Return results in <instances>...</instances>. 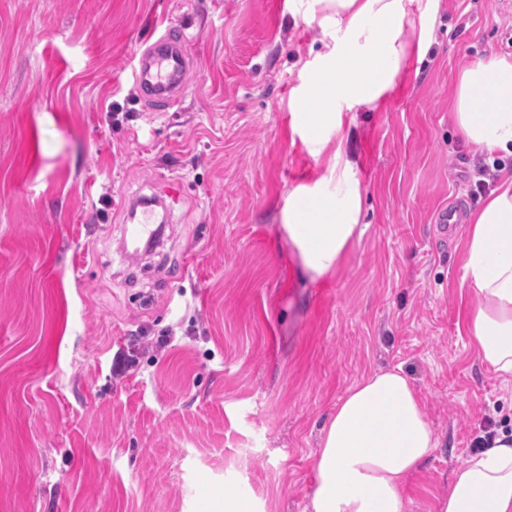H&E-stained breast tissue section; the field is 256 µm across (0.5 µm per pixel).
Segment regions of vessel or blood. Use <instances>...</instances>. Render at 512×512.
<instances>
[{"label":"vessel or blood","instance_id":"vessel-or-blood-1","mask_svg":"<svg viewBox=\"0 0 512 512\" xmlns=\"http://www.w3.org/2000/svg\"><path fill=\"white\" fill-rule=\"evenodd\" d=\"M190 65L184 34L167 26L135 56L128 78L148 104L171 107L182 97Z\"/></svg>","mask_w":512,"mask_h":512}]
</instances>
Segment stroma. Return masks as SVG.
I'll return each instance as SVG.
<instances>
[{
	"mask_svg": "<svg viewBox=\"0 0 512 512\" xmlns=\"http://www.w3.org/2000/svg\"><path fill=\"white\" fill-rule=\"evenodd\" d=\"M296 8L0 0V512H201V481L307 512L323 424L380 368L410 376L440 442L408 512H437L486 426L512 434V382L468 330L466 227L443 242L435 222L487 197L470 180L489 156L453 99L463 67L512 54V6L439 0L424 60L353 108L369 227L316 281L280 228L289 190L324 172L290 100L327 37ZM171 23L193 65L179 103L151 111L128 73ZM172 183L161 237L127 247L126 204Z\"/></svg>",
	"mask_w": 512,
	"mask_h": 512,
	"instance_id": "stroma-1",
	"label": "stroma"
}]
</instances>
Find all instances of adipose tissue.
<instances>
[{
  "mask_svg": "<svg viewBox=\"0 0 512 512\" xmlns=\"http://www.w3.org/2000/svg\"><path fill=\"white\" fill-rule=\"evenodd\" d=\"M304 20L333 35L290 103L292 130L321 177L289 191L281 228L311 280L335 272L368 229L365 192L347 150L355 105L389 92L409 54L429 44L438 0H298ZM465 137L488 153L512 156V60L466 67L454 99ZM466 274L478 298L469 324L481 363L512 381V175L470 218ZM439 446L418 391L402 368L380 369L352 384L321 430L310 512H407L409 477ZM438 512H512V438L500 433L452 473Z\"/></svg>",
  "mask_w": 512,
  "mask_h": 512,
  "instance_id": "ef3b65f1",
  "label": "adipose tissue"
}]
</instances>
